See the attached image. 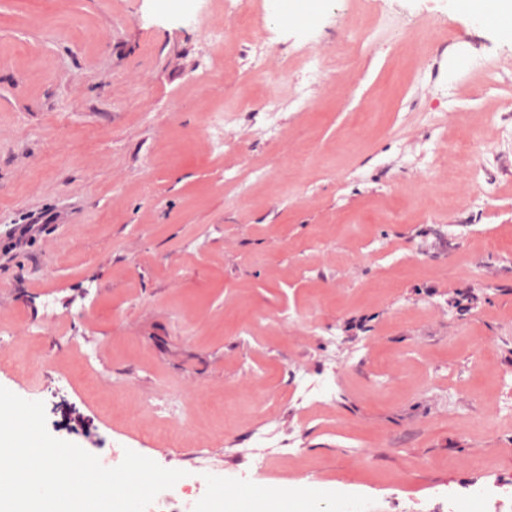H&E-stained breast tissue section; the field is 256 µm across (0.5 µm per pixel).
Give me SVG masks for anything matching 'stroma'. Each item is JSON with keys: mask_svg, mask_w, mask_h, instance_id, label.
Segmentation results:
<instances>
[{"mask_svg": "<svg viewBox=\"0 0 512 512\" xmlns=\"http://www.w3.org/2000/svg\"><path fill=\"white\" fill-rule=\"evenodd\" d=\"M297 2L0 0V386L208 512L309 484L448 512L512 476V35ZM271 420L300 447L258 468Z\"/></svg>", "mask_w": 512, "mask_h": 512, "instance_id": "obj_1", "label": "stroma"}]
</instances>
